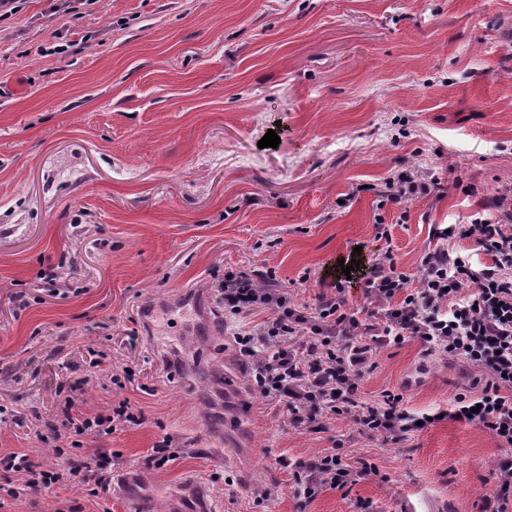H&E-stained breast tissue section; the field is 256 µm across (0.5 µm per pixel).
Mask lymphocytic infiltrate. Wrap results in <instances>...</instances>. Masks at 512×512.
Returning <instances> with one entry per match:
<instances>
[{"label":"lymphocytic infiltrate","instance_id":"lymphocytic-infiltrate-1","mask_svg":"<svg viewBox=\"0 0 512 512\" xmlns=\"http://www.w3.org/2000/svg\"><path fill=\"white\" fill-rule=\"evenodd\" d=\"M464 190L461 177L449 179L418 168L398 170L386 182L387 201L396 205ZM512 201L498 194L485 203L478 217L462 224L435 227V248L425 252L414 271L398 269L392 255L371 262L364 286L365 313L351 308L346 275H339L333 295H320L315 307L296 303L275 277L266 282L228 269L216 285L226 317L238 321L234 340L251 360V385L269 403L284 407L292 426L352 418L362 433L393 443L422 427L448 419L480 427L493 436L500 454L488 470L493 490L482 499V512H508L512 503V232L496 212ZM469 240L484 254L472 262L456 241ZM418 340L425 352H444L474 365L486 375L477 396L457 393L441 413L417 415L404 407L402 394L386 390L377 403L367 402L360 384L381 348ZM59 421L48 422L54 432L88 437L111 434L139 424L127 402L108 414L77 408L74 391L65 395ZM275 465L292 469L297 496L315 498L371 475L364 463L354 467L339 453L299 462L275 458ZM84 461L73 458L62 467L35 471L28 456L0 455V508L17 500L26 488L45 489L81 478Z\"/></svg>","mask_w":512,"mask_h":512}]
</instances>
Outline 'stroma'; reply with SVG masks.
<instances>
[{
	"label": "stroma",
	"mask_w": 512,
	"mask_h": 512,
	"mask_svg": "<svg viewBox=\"0 0 512 512\" xmlns=\"http://www.w3.org/2000/svg\"><path fill=\"white\" fill-rule=\"evenodd\" d=\"M57 3L21 0L0 20V401L55 415L59 389L83 377V410L125 400L143 423L83 438L82 456L114 460L107 492L90 495L89 473L0 512H128L116 484L127 473L142 512H170L190 482L213 512H481L500 453L489 433L446 420L392 444L342 417L292 427L249 387L211 286L228 268L271 272L312 306L353 249L367 261L392 251L413 271L435 225L511 187L512 0ZM271 128L279 146L259 148ZM410 166L458 171L477 193L392 205L385 181ZM61 261L64 298L45 289ZM91 349L131 378L112 384L86 364ZM372 363L363 398L389 389L415 412L485 383L414 340ZM166 437L177 455L157 469L148 459ZM55 444L0 422V454L35 469L63 464ZM333 449L375 474L307 501L274 463Z\"/></svg>",
	"instance_id": "35a3bbf8"
}]
</instances>
